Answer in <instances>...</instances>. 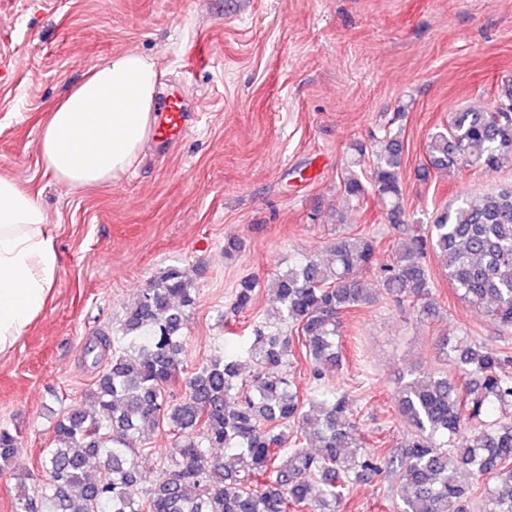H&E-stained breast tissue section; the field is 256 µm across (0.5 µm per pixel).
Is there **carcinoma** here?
Masks as SVG:
<instances>
[{"instance_id":"obj_1","label":"carcinoma","mask_w":512,"mask_h":512,"mask_svg":"<svg viewBox=\"0 0 512 512\" xmlns=\"http://www.w3.org/2000/svg\"><path fill=\"white\" fill-rule=\"evenodd\" d=\"M375 143L373 190L386 222L400 227L403 142L387 130ZM428 156L440 171L511 168L512 112L451 113L431 135ZM344 192L365 198L353 170ZM428 234L393 243L380 267L378 241L360 234L331 243L326 264L304 256L278 272L269 284L278 322L256 326L242 349L255 366L251 379L241 377L239 354L217 351L190 373L178 400L167 389L184 370L197 286L185 267L160 272L127 309L119 335L100 338L102 348L115 342L118 349L95 383L94 409L76 407L57 419L53 447L42 451L45 479L33 489L19 478L16 512H338L356 480L393 465L404 474L400 512H470L463 470L483 487L480 512H512V420H488L512 410V357L465 338L442 340L461 382L419 374L400 388L395 401L411 433L385 462L364 449L345 394L324 385L304 401L291 380L298 343L316 379L339 368L342 315L352 307L411 295L424 312L433 310L429 249L462 300L512 326V183L460 197ZM371 271L373 288L364 280ZM258 287L241 279L233 309H250ZM159 425L172 431L174 446L144 490L138 450L145 429ZM19 444L1 429L0 462H13Z\"/></svg>"}]
</instances>
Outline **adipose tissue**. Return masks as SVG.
<instances>
[{"mask_svg":"<svg viewBox=\"0 0 512 512\" xmlns=\"http://www.w3.org/2000/svg\"><path fill=\"white\" fill-rule=\"evenodd\" d=\"M158 85L155 63L138 54L94 65L41 127L46 170L74 189L109 183L129 170L154 133ZM57 273L54 231L36 196L0 176V358L42 313Z\"/></svg>","mask_w":512,"mask_h":512,"instance_id":"adipose-tissue-1","label":"adipose tissue"}]
</instances>
